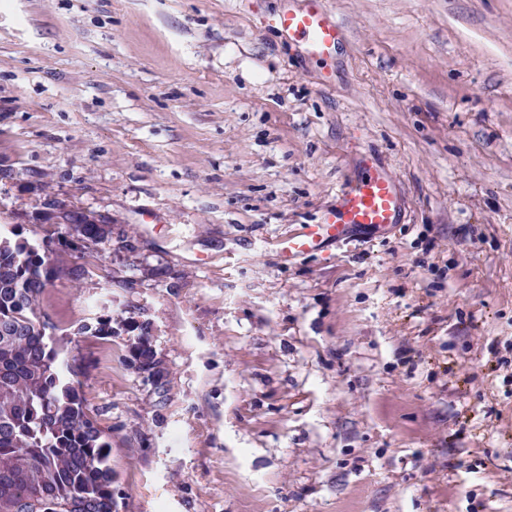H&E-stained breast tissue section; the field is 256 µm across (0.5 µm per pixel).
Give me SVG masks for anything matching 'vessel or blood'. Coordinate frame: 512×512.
Listing matches in <instances>:
<instances>
[{
    "label": "vessel or blood",
    "mask_w": 512,
    "mask_h": 512,
    "mask_svg": "<svg viewBox=\"0 0 512 512\" xmlns=\"http://www.w3.org/2000/svg\"><path fill=\"white\" fill-rule=\"evenodd\" d=\"M274 24L286 40L303 45L311 57L327 60L343 38L342 28L326 8V0H303L301 7L278 14ZM402 200L394 178L384 169L367 166L365 173L341 194L337 209L320 223L304 224L273 241L282 261L323 251L360 228L383 229L397 223Z\"/></svg>",
    "instance_id": "1"
}]
</instances>
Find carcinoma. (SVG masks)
Here are the masks:
<instances>
[{
    "instance_id": "carcinoma-1",
    "label": "carcinoma",
    "mask_w": 512,
    "mask_h": 512,
    "mask_svg": "<svg viewBox=\"0 0 512 512\" xmlns=\"http://www.w3.org/2000/svg\"><path fill=\"white\" fill-rule=\"evenodd\" d=\"M66 219L85 240L108 239L103 224ZM68 254L0 235V512H113L112 433L80 391L82 368L62 360L69 340L47 334L42 306L57 273L80 285L86 267ZM77 334L112 335V320L84 323ZM137 369L166 377L146 339L135 346Z\"/></svg>"
}]
</instances>
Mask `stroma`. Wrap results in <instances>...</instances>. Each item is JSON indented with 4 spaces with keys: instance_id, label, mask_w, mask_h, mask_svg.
<instances>
[{
    "instance_id": "1",
    "label": "stroma",
    "mask_w": 512,
    "mask_h": 512,
    "mask_svg": "<svg viewBox=\"0 0 512 512\" xmlns=\"http://www.w3.org/2000/svg\"><path fill=\"white\" fill-rule=\"evenodd\" d=\"M300 4L0 0V228L112 231L45 310L115 512H512V0H326L324 62ZM366 161L399 223L282 263ZM325 4V0H303L301 7L274 18L275 28L284 39L302 44L308 55L321 61L337 51L343 38L341 26ZM135 364L139 363L138 370L149 373L157 382L163 383L166 377L165 369L162 367V361L156 358L153 349L148 345L146 339H141L134 349Z\"/></svg>"
}]
</instances>
